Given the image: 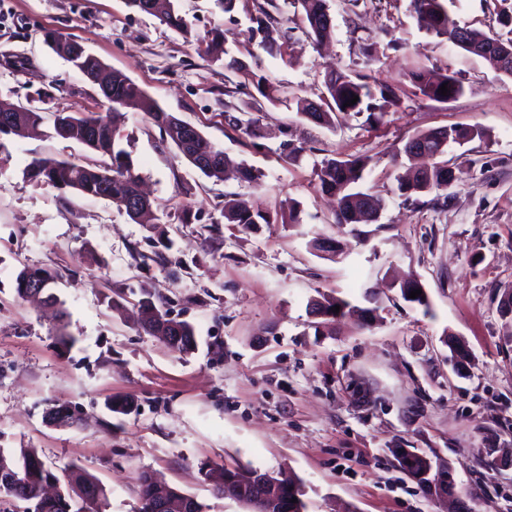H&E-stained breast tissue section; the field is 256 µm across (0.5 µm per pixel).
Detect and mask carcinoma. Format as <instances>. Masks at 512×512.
Returning <instances> with one entry per match:
<instances>
[{
	"mask_svg": "<svg viewBox=\"0 0 512 512\" xmlns=\"http://www.w3.org/2000/svg\"><path fill=\"white\" fill-rule=\"evenodd\" d=\"M496 23L499 30L485 33L476 29L462 27L448 13L447 0H411L412 10L419 23L426 30L452 43L463 39L473 45L470 53L485 60L492 69L512 78V66L504 69L501 66L502 53L512 57V0H500ZM305 14V34L316 44L332 38L333 26L327 20L330 14L327 0H297ZM162 21L170 28L189 35L188 25L184 17L174 5H169L161 14ZM50 48L61 58L78 65L82 69L98 70V74L107 76V65L100 60L89 61L83 55L81 44L64 39L60 36H48ZM204 53L213 60L219 61L224 50L222 33L211 32V38ZM411 81L425 97L446 102L461 95L463 83L453 74L437 77L425 71H413ZM447 84V95L438 93L442 84ZM326 97L318 102L307 98L296 100V109L306 120L317 125H331L332 117L337 114L359 115L369 112L367 120L377 119L376 110H381L398 101L396 89L385 83L374 85L368 82V76H354L335 70L324 76ZM359 100L348 107L344 103L352 96ZM143 113L148 121L159 130L165 132L166 140L171 142L191 165L209 178L221 179L224 169L218 157L222 151L218 149L202 132H197L196 140L186 142L179 132V119L166 111L154 98L123 74L112 72V96L102 101V111L88 113L55 114L54 135L64 140L79 142L89 149L107 156L110 163L102 165L82 164L70 160L34 159L25 170L26 177L36 183L51 185L61 191H78L88 196L110 198L119 209L128 211L125 201L138 194L140 176L134 172L130 155L118 147L117 136L128 111ZM16 125L38 126L42 123V111L35 107H21L14 113ZM485 132L478 126H449L420 131L411 137L403 147V153L410 155L412 148L423 145L431 150L427 163L420 168L415 179L400 181L397 190L400 195L411 199L423 194L445 191L453 181V171L444 159L447 149H438V139L447 144L463 145L476 138L482 139ZM368 164L365 157L346 159L330 158L322 162L317 171V187L320 191L336 196L337 224H358L362 218H377L383 207V199L358 189L359 182ZM224 223L235 224L243 229H250L257 224H268L270 218L250 202L239 195L224 200L221 209ZM28 275H40L47 281L56 279V275L48 269H21L15 278V291L21 300L27 299V289L23 282ZM421 284L415 280L407 281L400 286L404 301L416 304L425 311H430L427 294L423 293L415 299L409 298L410 292ZM141 309L140 326L146 332H157L163 324L167 325L170 335L177 337L175 343L169 345L173 351L188 352L194 348L195 331L185 321H173L167 313L152 300L139 302ZM398 467L406 473L422 492H427V483L437 479L450 486L455 480L448 479L453 470H431L433 460L418 449L402 448L392 452ZM0 465L7 467L17 475L11 485L0 483V502L19 501L24 503L22 512H102L106 505L107 494L104 486L89 472L77 465H69L61 470L47 466L32 448H21L11 459H6L4 449L0 448ZM268 473L258 469L244 475L237 470L225 469L220 473L215 484V494L224 497V478L232 480L230 493L239 501L249 498L257 484L267 483V495L273 503L271 512H308L303 492L295 484L268 482ZM158 481L151 474L141 477V496L139 512H153L152 503ZM78 497L82 505L72 509L73 497Z\"/></svg>",
	"mask_w": 512,
	"mask_h": 512,
	"instance_id": "1",
	"label": "carcinoma"
}]
</instances>
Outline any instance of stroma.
Returning <instances> with one entry per match:
<instances>
[{"mask_svg":"<svg viewBox=\"0 0 512 512\" xmlns=\"http://www.w3.org/2000/svg\"><path fill=\"white\" fill-rule=\"evenodd\" d=\"M174 4L190 36L127 0H0V54L25 61L0 63L1 101L49 114L99 111L96 88L46 44L51 32L126 75L233 163L264 173L257 188L208 178L143 113H127L120 145L157 204L150 229L111 200L25 179L35 158L98 159L53 138L51 122L39 135L0 140L9 153L0 163V448L81 466L105 487L106 512H137L145 472L210 512H245L214 496L205 473L220 467L295 477L309 512H440L391 454L416 448L451 464L470 512H512V467L492 469L486 454L512 445V316L499 308L512 289V79L420 29L410 0H329L334 34L321 47L303 35L297 0H236L229 13L215 0ZM266 4L273 22L251 35L250 16ZM496 8V0L448 5L459 23L485 32ZM215 29L244 70L204 56ZM366 43L377 50L369 64ZM329 69L395 86L398 105L372 123L362 114L308 122L295 99H318ZM417 69L455 74L464 94L423 96L408 78ZM256 73L279 99L263 104L252 138L226 111L250 112ZM451 125H478L486 136L449 148L456 180L447 199L400 196L406 141ZM285 140L300 154H281ZM350 156L368 158L361 188L384 200L369 224H336L334 201L316 188L324 158ZM230 195L248 198L269 223L247 231L221 223ZM292 201L300 221L282 223ZM321 237L336 240L337 258L313 249ZM25 267L56 273L65 323L16 298ZM406 278L424 286L429 309L401 298ZM320 293L375 317L315 327L307 303ZM145 298L194 327L195 349L171 351L140 328ZM61 329L73 345L58 343ZM449 333L472 356L465 374L455 371ZM118 402L131 412H112ZM58 405L75 408L79 423L47 424Z\"/></svg>","mask_w":512,"mask_h":512,"instance_id":"stroma-1","label":"stroma"}]
</instances>
